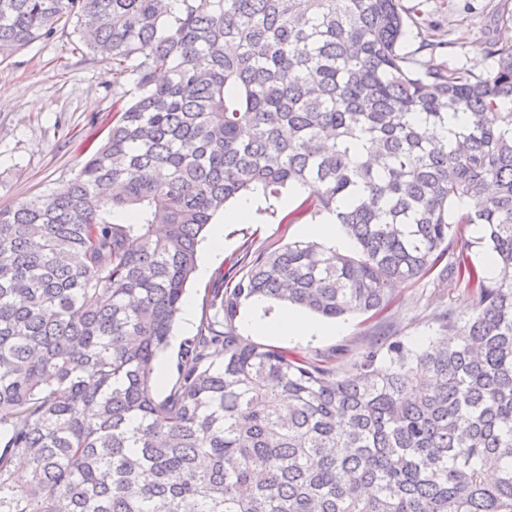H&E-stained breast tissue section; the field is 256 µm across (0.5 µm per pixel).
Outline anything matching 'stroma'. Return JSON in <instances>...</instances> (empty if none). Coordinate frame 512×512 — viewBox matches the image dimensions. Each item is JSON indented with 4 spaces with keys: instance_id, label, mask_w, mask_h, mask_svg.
<instances>
[{
    "instance_id": "obj_1",
    "label": "stroma",
    "mask_w": 512,
    "mask_h": 512,
    "mask_svg": "<svg viewBox=\"0 0 512 512\" xmlns=\"http://www.w3.org/2000/svg\"><path fill=\"white\" fill-rule=\"evenodd\" d=\"M497 0H407L418 10L422 22L439 24V35L448 43L447 62L477 70L487 65L482 45L492 39L501 18ZM134 94L132 81L117 79L110 60L94 56L75 31V22L60 19L52 38L37 41L0 59V209L46 197L67 184L88 155L99 145L111 124L113 103H126ZM300 196L290 195L289 204L260 208L253 224H225L224 258L208 278L192 275L188 298L194 304L195 320L177 321L171 345L163 357L167 368L157 386L165 396L175 381L173 366L180 345L198 331L220 275L240 259L244 245L253 250L274 249L288 242L305 241V227L312 216L289 219ZM452 312L465 321L472 299L455 280L430 277L413 284L397 285L394 301L381 314L348 315L336 319L339 334L308 339L270 338L258 335L236 316L235 332L255 343L269 344L299 358L329 357L343 371L374 344L389 336L406 345H428L439 334L438 318Z\"/></svg>"
}]
</instances>
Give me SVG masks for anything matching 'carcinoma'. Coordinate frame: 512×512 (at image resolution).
<instances>
[{
  "label": "carcinoma",
  "mask_w": 512,
  "mask_h": 512,
  "mask_svg": "<svg viewBox=\"0 0 512 512\" xmlns=\"http://www.w3.org/2000/svg\"><path fill=\"white\" fill-rule=\"evenodd\" d=\"M414 13L0 0L1 56L74 17L137 91L72 180L0 210V512H512V280L448 242L480 224L512 267V24L474 73L439 61L443 40L403 53ZM287 187L306 193L294 216L335 217L355 253L246 246L157 398L200 235ZM428 276L464 284L470 317L342 373L233 331L253 297L336 319Z\"/></svg>",
  "instance_id": "cac0c4a2"
}]
</instances>
